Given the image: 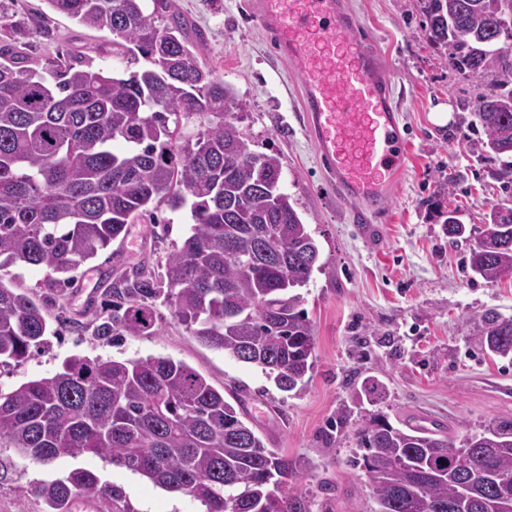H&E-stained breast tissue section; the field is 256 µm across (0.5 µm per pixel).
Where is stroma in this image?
<instances>
[{"mask_svg": "<svg viewBox=\"0 0 512 512\" xmlns=\"http://www.w3.org/2000/svg\"><path fill=\"white\" fill-rule=\"evenodd\" d=\"M251 0H175L200 31L201 65L247 104L240 125L255 152L278 154L282 181L320 249V270L300 288L315 334L314 365L299 394L281 391L261 368L238 362L199 342L168 307L154 334L104 343L95 336L90 300L100 299L117 273L141 263H163L181 246L188 208L161 205L157 221L129 225L124 240L82 264L62 317L72 325L49 338L17 368L0 370V389L54 374L70 356L134 360L164 356L184 362L225 395L240 398L247 420L266 447L288 456L295 475L290 492L306 496L312 512H374L375 494L355 463L357 432L381 413L394 423L428 419L454 440L512 420V360L484 354L474 332L489 311L512 318V275L486 280L468 264L473 236L501 203L497 157L484 151L472 103L486 82L453 70L427 37L420 0H352L388 77L403 92V126L410 141L407 171L395 183L380 220L377 245L354 224L350 205L323 179L316 151L299 117V69L279 62L250 8ZM0 41L28 55H74L93 67L123 74L145 67L142 57L118 53L108 30L85 28L50 10L45 0H0ZM452 110L448 124L431 119L436 104ZM457 211L470 238L451 240L445 211ZM370 379L380 396L355 402ZM351 413L337 423L342 408ZM82 467L122 487L132 512H204L188 496L104 458L64 456L34 463L0 448V512H44L41 483Z\"/></svg>", "mask_w": 512, "mask_h": 512, "instance_id": "stroma-1", "label": "stroma"}]
</instances>
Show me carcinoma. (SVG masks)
Here are the masks:
<instances>
[{"instance_id":"obj_1","label":"carcinoma","mask_w":512,"mask_h":512,"mask_svg":"<svg viewBox=\"0 0 512 512\" xmlns=\"http://www.w3.org/2000/svg\"><path fill=\"white\" fill-rule=\"evenodd\" d=\"M81 26L107 29L148 63L128 77L88 63L37 69L0 42V270L52 273L36 300L0 282V367L22 365L57 336L47 313L64 307L70 273L123 239L150 206H190L187 236L161 270L116 276L103 292L95 334L157 330L158 306L201 343L262 368L298 393L314 364L315 336L296 290L319 248L282 185L277 154H258L238 126L246 103L201 66L174 0H45ZM428 37L448 64L493 89L473 105L512 184V0H421ZM168 14L169 23L156 24ZM201 120L184 139L180 129ZM470 250L471 271L512 274V207L491 210ZM489 354L512 357V325L485 314L476 331ZM357 465L373 486V512H512V421L468 434L458 451L441 428L394 426L384 414L358 431ZM0 447L37 464L90 454L188 495L205 512H310L288 492V459L264 446L235 407L191 367L169 357L117 361L73 355L61 370L0 390ZM48 512L95 500L130 512L122 488L75 468L36 488Z\"/></svg>"}]
</instances>
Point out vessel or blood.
Returning a JSON list of instances; mask_svg holds the SVG:
<instances>
[{
  "mask_svg": "<svg viewBox=\"0 0 512 512\" xmlns=\"http://www.w3.org/2000/svg\"><path fill=\"white\" fill-rule=\"evenodd\" d=\"M280 58L299 64L301 110L337 195L371 236L407 168L398 96L348 0H252Z\"/></svg>",
  "mask_w": 512,
  "mask_h": 512,
  "instance_id": "1",
  "label": "vessel or blood"
}]
</instances>
